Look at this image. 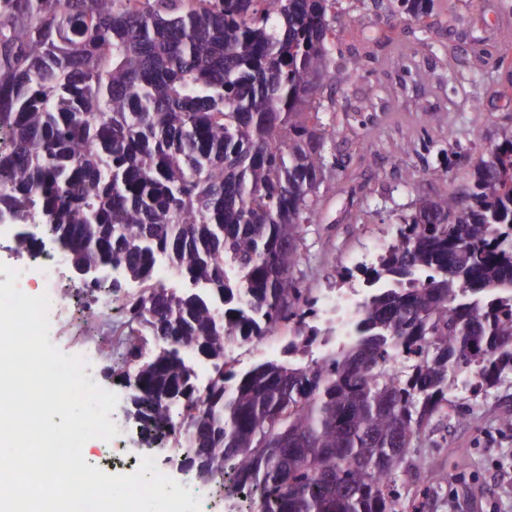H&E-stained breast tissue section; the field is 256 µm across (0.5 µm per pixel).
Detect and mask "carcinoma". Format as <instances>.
<instances>
[{"label": "carcinoma", "instance_id": "carcinoma-1", "mask_svg": "<svg viewBox=\"0 0 512 512\" xmlns=\"http://www.w3.org/2000/svg\"><path fill=\"white\" fill-rule=\"evenodd\" d=\"M334 7L0 0V212L72 267H119L112 293L144 286L119 373L140 421L205 452L225 492L254 491L252 512H422L397 481L412 439L452 389L512 375V127L462 192L400 217L353 337L302 361L319 335L294 275L327 166L316 95L350 14ZM286 326L282 359L224 369L230 345Z\"/></svg>", "mask_w": 512, "mask_h": 512}]
</instances>
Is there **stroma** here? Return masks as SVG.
Returning a JSON list of instances; mask_svg holds the SVG:
<instances>
[{
  "label": "stroma",
  "instance_id": "stroma-1",
  "mask_svg": "<svg viewBox=\"0 0 512 512\" xmlns=\"http://www.w3.org/2000/svg\"><path fill=\"white\" fill-rule=\"evenodd\" d=\"M506 0H457L461 25L445 17L416 20L375 9L344 17L335 39L336 62L360 64L356 76L325 86L327 171L315 196L316 219L306 225L298 274L317 297L360 293L362 278L344 270L375 264L380 245L396 237L398 218L420 200L455 193L470 180L478 160L512 126V16ZM472 71L481 82L460 86L449 68ZM477 96L480 109L465 100ZM456 110H449V103ZM447 167V181L432 171ZM111 358L98 364L102 388L118 397L114 417L131 429L125 450L88 441L92 465L112 472L145 445L137 431L131 392L110 375ZM461 420L420 437L439 479L406 468L400 479L423 512H512V377L485 394L452 390Z\"/></svg>",
  "mask_w": 512,
  "mask_h": 512
}]
</instances>
